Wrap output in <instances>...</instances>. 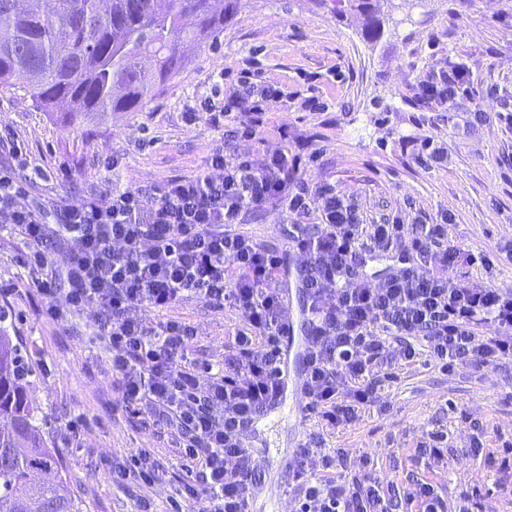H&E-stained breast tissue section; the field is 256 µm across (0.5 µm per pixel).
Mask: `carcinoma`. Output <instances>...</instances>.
I'll return each instance as SVG.
<instances>
[{
  "label": "carcinoma",
  "instance_id": "obj_1",
  "mask_svg": "<svg viewBox=\"0 0 512 512\" xmlns=\"http://www.w3.org/2000/svg\"><path fill=\"white\" fill-rule=\"evenodd\" d=\"M0 0V86L44 112H139L186 64L182 45L211 43L238 0ZM380 35L383 0H333ZM0 327V512H82L56 465L28 388L31 371Z\"/></svg>",
  "mask_w": 512,
  "mask_h": 512
}]
</instances>
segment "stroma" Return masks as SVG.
<instances>
[{
	"instance_id": "stroma-1",
	"label": "stroma",
	"mask_w": 512,
	"mask_h": 512,
	"mask_svg": "<svg viewBox=\"0 0 512 512\" xmlns=\"http://www.w3.org/2000/svg\"><path fill=\"white\" fill-rule=\"evenodd\" d=\"M465 65L470 93L448 104H424L417 82ZM261 72L284 91L269 102L267 121L237 150L255 161L282 149L301 154L303 175L335 187L362 223L429 224L448 216V244L458 250L463 284L512 290V0H391L379 38L364 35L360 17L339 15L331 0H240L212 45L193 48L185 68L139 112H110L69 120L37 109L22 91L0 87V170L24 178L42 172L24 204L46 212L115 188L157 185L195 175L225 129L211 125L208 108L221 106L241 72ZM195 113L186 121V113ZM286 128L280 139L278 128ZM448 150L429 167L416 159L421 141ZM20 147L29 166L11 154ZM70 176L56 178L59 167ZM311 212L291 219L278 207L245 212L241 229L271 248H284L294 223L316 224ZM24 240L0 230V295L6 324L31 357L30 396L54 441L62 474L84 512H136L148 498L153 512H169L178 498L180 462L159 426L126 412L118 401L111 354L93 337L96 305L68 322L45 319L32 287L36 273L18 257ZM491 263L470 266V253ZM197 329L189 356L220 364L242 319L231 307L194 297L172 309ZM384 402L360 420L323 433L327 447L351 461L371 453L399 487L434 482L449 507L480 488L474 512H512V498L494 484L512 485L501 468L502 444L512 441V362L442 371L424 364L379 371ZM448 435L447 467L427 466L417 448L428 433ZM319 433L313 420L296 425L290 402L264 411L248 449L265 469L253 512H292L294 491L285 465L300 443ZM482 441L481 457L465 448ZM131 448L159 458L146 489L112 484L113 466Z\"/></svg>"
}]
</instances>
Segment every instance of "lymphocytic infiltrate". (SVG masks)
<instances>
[{"label":"lymphocytic infiltrate","instance_id":"1","mask_svg":"<svg viewBox=\"0 0 512 512\" xmlns=\"http://www.w3.org/2000/svg\"><path fill=\"white\" fill-rule=\"evenodd\" d=\"M282 96L277 85L243 79L209 120L251 139L267 103ZM301 165L300 155L284 151L259 164L229 153L223 141L195 176L69 204L53 223L36 206L19 205L27 181L0 172V225L26 241L43 316L62 322L97 305L96 335L112 353L122 406L178 433L187 512H249L261 487L263 466L245 439L280 398L286 261H294L306 297L302 387L318 423L356 421L380 399L379 367L395 360L410 365L423 355L444 370L512 362V293L460 283L445 224L361 223L335 188L301 178ZM271 204L291 216L318 210L322 222L297 225L284 250L237 231L243 212ZM61 249L69 290L60 300L51 258ZM393 251L401 262L395 273L377 283L360 275L363 255ZM190 296L231 306L244 320L232 355L205 381L188 356L194 326L167 315ZM147 309L158 321L144 318ZM488 323L495 335H481ZM294 454L295 512H394L400 499L417 512H447L433 483L396 489L370 456L352 469L323 437ZM128 458L112 470L114 484L154 483L158 466L148 450H130Z\"/></svg>","mask_w":512,"mask_h":512}]
</instances>
